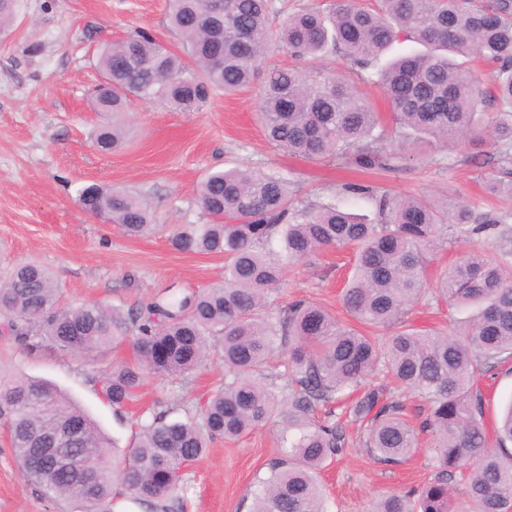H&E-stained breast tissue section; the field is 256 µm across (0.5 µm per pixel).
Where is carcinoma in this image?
Masks as SVG:
<instances>
[{
  "mask_svg": "<svg viewBox=\"0 0 512 512\" xmlns=\"http://www.w3.org/2000/svg\"><path fill=\"white\" fill-rule=\"evenodd\" d=\"M17 0H0V29L15 18ZM271 0H171V32L181 49L166 48L142 29L104 43L97 66L112 85L95 90L96 112L127 111L129 94L179 112H199L211 93L236 92L263 76L260 118L269 141L308 160L352 157L360 167L394 170L422 144L446 148L461 136L490 135L500 162L512 165V0H335L270 23ZM278 40L295 59L338 50L362 69L400 39L422 52L400 55L377 70L395 125L413 132L394 149L377 146L387 118L335 73L288 65L262 71L266 49ZM132 58L137 65L119 68ZM497 69L496 115L485 112V94L469 62ZM125 143L120 123H102L94 138L103 152ZM205 224H177L173 247L185 253L222 255L224 278L177 302L156 298L122 311L93 302L62 304L58 282L42 265L27 263L0 282V315L25 349L48 346L75 354L128 341L133 356L104 370V396L119 409L134 401L144 379L184 381L213 352L224 362V388L204 401L196 417L166 420L159 412L140 426L125 455L116 458L96 423L50 382L0 376V422L14 458L28 478L80 512H111L113 489L153 512H183L173 493L183 472L208 442L235 440L280 419L285 457L271 466L251 512H325L318 475L347 448L336 402L363 388L349 406L364 425L365 448L377 461L400 465L419 434L433 440L438 472L416 495L390 493L373 512H512V405L490 440L484 397L477 382L512 358V250L493 258L469 253L438 277L436 292L450 305L473 307L467 325L451 334L422 332L405 320L427 285L430 255L443 234L471 236L489 229L512 243V213H488L447 196L377 199L372 223L336 207L294 209L288 179L245 167L208 172L197 186ZM84 210L106 217L127 235L152 229L146 203L134 193L96 183L79 191ZM353 245L351 277L343 304L356 322L395 331L377 336L345 325L304 299L274 320L258 316L264 295L287 267L316 252ZM284 356L289 396L258 379L274 352ZM427 403L419 425L384 388L364 387L378 368ZM74 464L40 472L30 458L69 429ZM465 472L467 498L453 497L451 482Z\"/></svg>",
  "mask_w": 512,
  "mask_h": 512,
  "instance_id": "1",
  "label": "carcinoma"
}]
</instances>
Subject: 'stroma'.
Segmentation results:
<instances>
[{
	"label": "stroma",
	"mask_w": 512,
	"mask_h": 512,
	"mask_svg": "<svg viewBox=\"0 0 512 512\" xmlns=\"http://www.w3.org/2000/svg\"><path fill=\"white\" fill-rule=\"evenodd\" d=\"M167 15L168 0H18L13 24L0 32V276L34 261L55 272L69 306L99 302L124 311L153 297H179L218 281L224 276L223 257L176 251L169 234L176 224L207 223L196 185L209 170L234 164L288 176L301 209L336 206L377 219L375 200L346 191V184L354 182L393 196L452 195L484 210L512 211V198L485 190L488 180L504 175L493 141H466L447 149L426 145L394 171L364 172L346 159L293 158L267 140L257 119L255 85L228 95L215 91L199 112L132 101L125 116V147L109 154L97 151L93 136L103 116L94 112L91 101L100 81L95 65L99 45L144 28L179 48ZM319 64L384 107L372 70L359 69L339 52L323 56ZM92 183L143 198L153 215L152 232L131 238L83 210L78 192ZM473 251L497 255L494 232L467 239L449 236L432 257L431 274L439 275ZM351 258V248H328L288 267L279 288L267 294L264 316L276 317L288 302L305 299L348 321L342 291ZM470 315V310L439 301L429 289L407 319L418 329L449 333ZM131 356L126 343L89 358L50 347L27 352L0 332L1 372L53 382L120 451L152 414L164 411L173 419L197 415L204 400L224 385V363L214 356L181 383L146 377L136 401L112 408L102 396L103 371ZM478 386L491 430L501 408L512 402V358L481 377ZM277 431L271 423L237 441L215 440L177 490L185 499L184 512H248L254 490L281 455ZM348 432V448L320 474L326 512H371L379 495L420 488L436 471L428 437H420L407 463L392 467L367 454L358 426H349ZM77 508L76 502L46 496L0 439V512Z\"/></svg>",
	"instance_id": "obj_1"
}]
</instances>
